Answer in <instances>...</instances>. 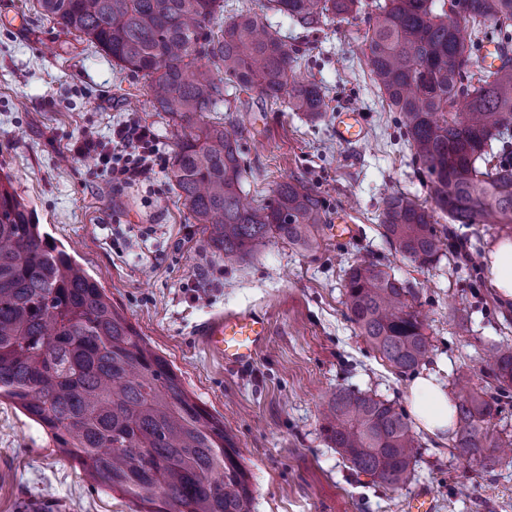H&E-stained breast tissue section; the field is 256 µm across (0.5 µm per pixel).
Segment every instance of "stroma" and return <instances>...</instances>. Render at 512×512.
<instances>
[{"instance_id":"1","label":"stroma","mask_w":512,"mask_h":512,"mask_svg":"<svg viewBox=\"0 0 512 512\" xmlns=\"http://www.w3.org/2000/svg\"><path fill=\"white\" fill-rule=\"evenodd\" d=\"M224 4L259 13L287 43L304 47L299 73L326 94L328 111L315 126L254 91L228 94L214 114L239 127L252 170L248 201L273 202L277 185L292 177L321 196L331 222L318 249L273 239L242 264L225 266L165 169L102 194L95 156H65L85 126L106 136L136 116L169 155L181 129L153 111L142 76L63 31L35 0H0V174L12 176L42 231L99 277L186 390L223 417L249 475L253 512H407L423 486L433 494V512H512L511 463L467 462L450 441L419 429L414 480L388 489L355 474L320 434L321 412L341 389L371 390L408 410L411 373L391 367L346 317L345 272L363 259L413 288V308L432 344L423 369H440L455 399L488 388L486 346L512 345V300L491 286L484 258L497 241L512 239V224H452L441 215L440 228L472 261L446 255L423 266L404 257L382 237L379 208L393 192L425 200L426 188L399 113L370 80L363 20L309 34L262 10L259 0ZM345 109L359 110L366 123L364 139L353 145L334 135ZM340 224L349 228L341 238ZM196 292L203 295L197 302ZM244 310L264 314L270 332L253 366L241 371L203 346L197 329L214 314ZM136 510L129 497L94 485L41 426L0 400V512Z\"/></svg>"}]
</instances>
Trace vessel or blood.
Returning a JSON list of instances; mask_svg holds the SVG:
<instances>
[{"instance_id": "1", "label": "vessel or blood", "mask_w": 512, "mask_h": 512, "mask_svg": "<svg viewBox=\"0 0 512 512\" xmlns=\"http://www.w3.org/2000/svg\"><path fill=\"white\" fill-rule=\"evenodd\" d=\"M334 130L340 143L357 142L364 134L360 113L352 109L337 113ZM268 334L267 319L253 311L217 314L199 328L202 343L225 364L238 368L253 364Z\"/></svg>"}]
</instances>
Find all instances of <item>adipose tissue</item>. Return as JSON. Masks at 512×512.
Here are the masks:
<instances>
[{"label":"adipose tissue","instance_id":"obj_1","mask_svg":"<svg viewBox=\"0 0 512 512\" xmlns=\"http://www.w3.org/2000/svg\"><path fill=\"white\" fill-rule=\"evenodd\" d=\"M489 279L498 293L512 299V239L498 241L486 258ZM409 412L430 435L445 439L453 427L454 402L444 389L437 372L415 376L408 388Z\"/></svg>","mask_w":512,"mask_h":512}]
</instances>
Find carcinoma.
I'll use <instances>...</instances> for the list:
<instances>
[{"label":"carcinoma","mask_w":512,"mask_h":512,"mask_svg":"<svg viewBox=\"0 0 512 512\" xmlns=\"http://www.w3.org/2000/svg\"><path fill=\"white\" fill-rule=\"evenodd\" d=\"M41 14L147 78L149 102L183 133L170 174L211 246L234 266L280 239L319 246L326 209L300 180L278 185L272 203L247 206L243 149L234 126L209 113L224 91L255 90L311 122L326 96L296 74L302 50L260 16L224 15V0H36ZM307 32L347 22L361 0H261ZM366 61L405 135L435 208L403 193L383 201L382 235L403 256L429 265L454 224H512V56L473 78L470 67L491 25L512 43V0H374L366 13ZM348 319L399 372L430 352L411 288L378 264L350 266ZM496 390L512 388V346L492 344ZM0 398L47 430L97 485L136 501L137 512H252L253 492L234 436L185 389L106 294L101 282L40 231L0 176ZM497 397L474 392L456 405L453 448L484 463ZM320 430L358 475L396 488L415 474L418 441L394 405L339 390Z\"/></svg>","instance_id":"carcinoma-1"}]
</instances>
